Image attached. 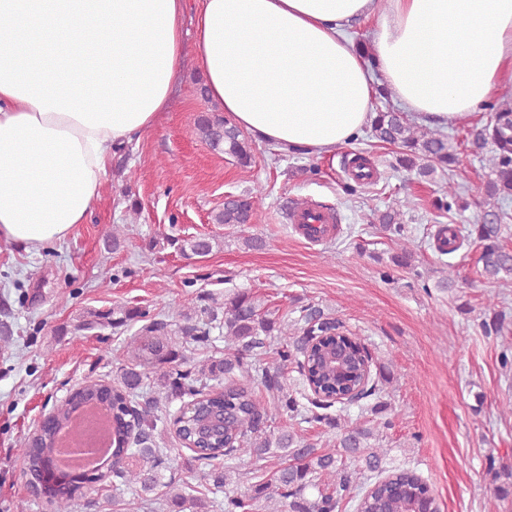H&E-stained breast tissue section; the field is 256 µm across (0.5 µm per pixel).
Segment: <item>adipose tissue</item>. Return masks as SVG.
Returning <instances> with one entry per match:
<instances>
[{
    "label": "adipose tissue",
    "mask_w": 512,
    "mask_h": 512,
    "mask_svg": "<svg viewBox=\"0 0 512 512\" xmlns=\"http://www.w3.org/2000/svg\"><path fill=\"white\" fill-rule=\"evenodd\" d=\"M187 0H0V240L67 238L115 145L167 111ZM374 23L371 57L350 31ZM206 95L259 142L348 143L379 90L460 124L512 88V0H198Z\"/></svg>",
    "instance_id": "obj_1"
}]
</instances>
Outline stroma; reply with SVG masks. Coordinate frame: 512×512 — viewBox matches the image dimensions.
Listing matches in <instances>:
<instances>
[{
    "label": "stroma",
    "instance_id": "1",
    "mask_svg": "<svg viewBox=\"0 0 512 512\" xmlns=\"http://www.w3.org/2000/svg\"><path fill=\"white\" fill-rule=\"evenodd\" d=\"M201 75L185 62L167 112L137 141L115 152L100 198L85 223L64 240L37 250L0 241V512H50L31 495L17 450L43 412L93 380L116 381L118 357L131 333L109 327L78 330L82 315L116 305L150 316L178 309L185 295L221 298L259 292L272 307L325 308L387 365L393 381L384 397L395 425L384 442L387 467H413L433 487L443 512H512V373L499 356L512 347V281L501 287L508 319L488 336L485 296L491 288L476 246L442 255L440 226L467 227L484 213V186L492 173L470 151L486 120L479 109L468 125H449L457 146L454 173L433 181L396 168V147L369 131L327 154H283L257 144L251 166H240L196 134L191 117L218 111L203 97ZM377 169L360 184L349 173L355 156ZM461 185L465 207L440 210L435 201L449 178ZM262 184L254 221L216 224L224 198ZM419 205L403 222L413 242L410 266L394 261L399 248L380 213L405 196ZM315 200L337 210L342 234L329 243L300 238L288 222L291 206ZM125 227L120 248L108 247L110 225ZM217 236L220 250L205 258L183 254L178 240ZM264 241L248 249L245 237ZM458 272L454 288L436 283L444 263Z\"/></svg>",
    "mask_w": 512,
    "mask_h": 512
}]
</instances>
